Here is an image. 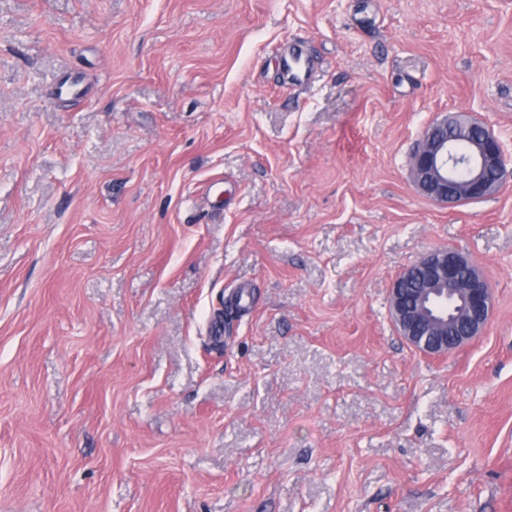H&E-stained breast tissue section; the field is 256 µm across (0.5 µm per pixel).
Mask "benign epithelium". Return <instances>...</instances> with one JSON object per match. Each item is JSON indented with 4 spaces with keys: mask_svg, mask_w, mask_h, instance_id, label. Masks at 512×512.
<instances>
[{
    "mask_svg": "<svg viewBox=\"0 0 512 512\" xmlns=\"http://www.w3.org/2000/svg\"><path fill=\"white\" fill-rule=\"evenodd\" d=\"M474 123L444 117L424 132L409 157L417 188L443 205L477 202L501 188L491 169L507 167L499 141ZM492 311L481 270L454 249H435L405 269L391 288L394 325L417 351L446 355L480 336Z\"/></svg>",
    "mask_w": 512,
    "mask_h": 512,
    "instance_id": "1",
    "label": "benign epithelium"
}]
</instances>
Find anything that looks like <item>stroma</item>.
Instances as JSON below:
<instances>
[{"mask_svg": "<svg viewBox=\"0 0 512 512\" xmlns=\"http://www.w3.org/2000/svg\"><path fill=\"white\" fill-rule=\"evenodd\" d=\"M455 112L512 168V0H0V512H512V182L409 169ZM438 248L494 306L434 358ZM287 72L292 76L290 83L294 85H303L307 83L311 77V66L307 59L302 58L301 54L289 56V60L285 59ZM473 126L462 116L444 117L429 126L414 146L410 172L417 188L429 199L443 205L471 203L500 190L501 182L491 183L488 173L507 167L501 145L485 127L479 136H472ZM458 141L470 145L469 154L460 151ZM462 168L471 172L466 182L456 180ZM466 268L469 277L461 279ZM414 279L418 288H407ZM448 298L455 307L447 309ZM492 311L491 288L481 270L454 249H435L405 269L391 288L394 325L419 352L447 355L480 336Z\"/></svg>", "mask_w": 512, "mask_h": 512, "instance_id": "obj_1", "label": "stroma"}]
</instances>
